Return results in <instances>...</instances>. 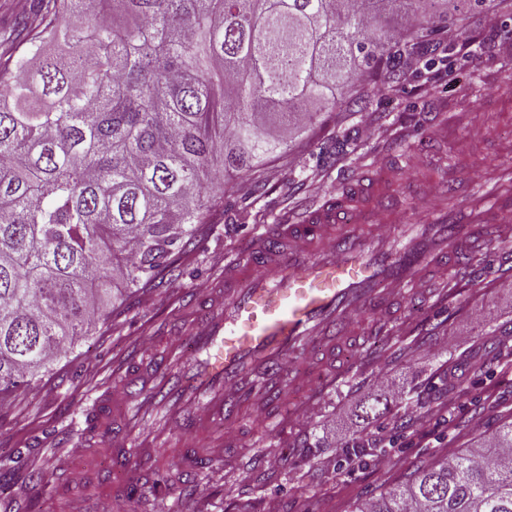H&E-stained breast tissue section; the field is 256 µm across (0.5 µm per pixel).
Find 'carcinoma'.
I'll list each match as a JSON object with an SVG mask.
<instances>
[{
    "instance_id": "obj_1",
    "label": "carcinoma",
    "mask_w": 512,
    "mask_h": 512,
    "mask_svg": "<svg viewBox=\"0 0 512 512\" xmlns=\"http://www.w3.org/2000/svg\"><path fill=\"white\" fill-rule=\"evenodd\" d=\"M395 0H32L0 51V393L174 271L224 191L350 103ZM418 40L445 0H402ZM512 421L353 512H512Z\"/></svg>"
}]
</instances>
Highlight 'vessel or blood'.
<instances>
[{
  "label": "vessel or blood",
  "mask_w": 512,
  "mask_h": 512,
  "mask_svg": "<svg viewBox=\"0 0 512 512\" xmlns=\"http://www.w3.org/2000/svg\"><path fill=\"white\" fill-rule=\"evenodd\" d=\"M445 129L431 131L401 155L431 154ZM502 180L484 185L482 196L502 215L512 214V193ZM456 168L438 173L435 192L450 203L420 224L391 225L375 220L376 201L386 193L415 194L401 172L352 171L320 205L262 234L224 262V286L194 297L188 328L155 340L143 357L122 366L119 383L134 395L121 406L110 397L94 402L85 421L86 439L104 438L109 448L108 490H153L170 466L150 444H136V427L157 415L182 437L179 468L202 479L224 462L221 451L193 447L198 431L239 433L243 410L282 408L285 392L316 400L344 378L329 369L338 337H382L395 323L401 300L418 297L423 275L436 269L458 273L482 246L489 228L476 204L458 192Z\"/></svg>",
  "instance_id": "vessel-or-blood-1"
}]
</instances>
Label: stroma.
I'll return each instance as SVG.
<instances>
[{
	"label": "stroma",
	"instance_id": "stroma-1",
	"mask_svg": "<svg viewBox=\"0 0 512 512\" xmlns=\"http://www.w3.org/2000/svg\"><path fill=\"white\" fill-rule=\"evenodd\" d=\"M456 24L445 13L431 19L423 40L430 66L392 83L371 78L365 102L320 113L286 150L233 177L235 190L224 197L223 215L200 225L195 248L178 257L179 276L166 274L150 286L124 290L112 302L111 319L93 326L33 388L0 395V512H142L136 501H116L102 489L84 507L78 504L84 491L73 502L54 492L61 464L80 461L89 472L108 465L105 444L89 446L81 457L75 453L88 397L107 387L113 401H123L113 372L151 348L159 330L188 323L186 296L217 286L226 255L282 218L322 202L346 170L396 165V144L428 134L429 113L449 117L442 146L451 150L470 187L498 168H512V58L487 52L471 60L460 50L464 35L512 31V11L473 13L461 36ZM491 89L499 105H489ZM369 123L375 128L370 138L364 135ZM483 250L482 269L454 294L441 291L446 276L429 279L427 299L407 303L398 329L381 341L384 356L368 369L317 404L293 399L303 409L294 418V447L271 433L261 409L246 408L223 480L155 502L152 512H194L198 501L201 512H267L273 500L279 512H352L357 501L401 483L417 465L483 442L512 417V373H484L512 352V288L503 285L508 269L498 261L497 238H489ZM447 336L456 337V344L445 345ZM382 374L401 397L389 401L385 417L369 421L362 407ZM487 393L495 402L485 406L481 428L473 429L468 410ZM447 396L459 399L447 439L430 435L404 442L396 426L405 411ZM356 447L364 451L359 463L348 458ZM261 451L266 459L259 464ZM34 470L43 474L37 485L29 480Z\"/></svg>",
	"mask_w": 512,
	"mask_h": 512
}]
</instances>
